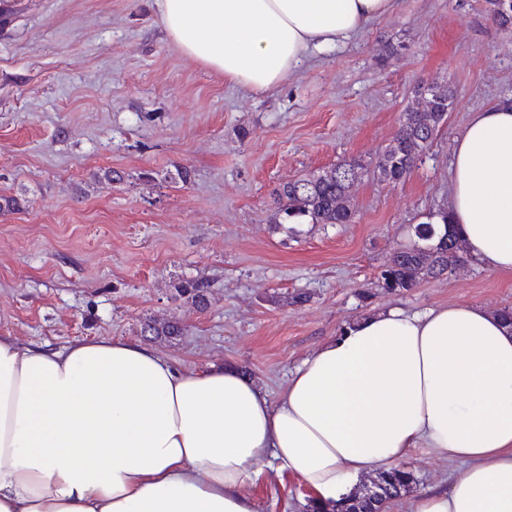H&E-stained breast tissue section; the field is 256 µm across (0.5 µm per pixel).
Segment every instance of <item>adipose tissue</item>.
<instances>
[{
    "label": "adipose tissue",
    "mask_w": 512,
    "mask_h": 512,
    "mask_svg": "<svg viewBox=\"0 0 512 512\" xmlns=\"http://www.w3.org/2000/svg\"><path fill=\"white\" fill-rule=\"evenodd\" d=\"M394 0H156L168 39L264 95L311 50ZM448 222L472 261L512 273V96L452 151ZM458 465L415 512H512V324L472 303L367 314L277 399L234 365L184 372L121 339L58 349L0 338V512H257L265 464L323 504L413 449Z\"/></svg>",
    "instance_id": "obj_1"
}]
</instances>
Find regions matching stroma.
Returning <instances> with one entry per match:
<instances>
[{
    "label": "stroma",
    "instance_id": "35a3bbf8",
    "mask_svg": "<svg viewBox=\"0 0 512 512\" xmlns=\"http://www.w3.org/2000/svg\"><path fill=\"white\" fill-rule=\"evenodd\" d=\"M0 24V336L59 347L123 338L174 366L231 363L277 396L291 372L356 317L389 306L512 308V274L465 262L404 293L377 286L408 225L447 208L452 149L471 116L512 95V27L486 0H395L393 12L314 52L256 96L185 57L154 0H10ZM455 92L437 137L405 181L363 176L355 219L269 222L281 183L374 160L417 91ZM121 181L108 180V171ZM187 178H180V171ZM210 285L207 307L179 294ZM308 302L287 304L289 294ZM178 321V336L145 322ZM415 481L395 512L441 487L454 465L414 449ZM258 512H305L310 492L265 465Z\"/></svg>",
    "mask_w": 512,
    "mask_h": 512
}]
</instances>
